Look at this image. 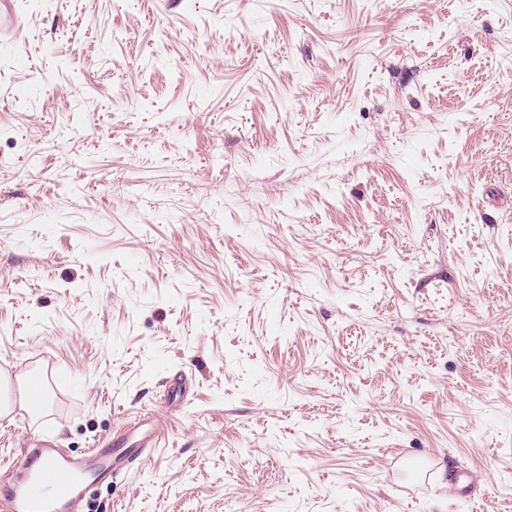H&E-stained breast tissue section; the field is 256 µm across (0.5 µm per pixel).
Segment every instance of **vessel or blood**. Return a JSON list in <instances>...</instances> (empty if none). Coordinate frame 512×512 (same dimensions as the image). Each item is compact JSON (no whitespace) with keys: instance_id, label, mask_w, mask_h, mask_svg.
I'll list each match as a JSON object with an SVG mask.
<instances>
[{"instance_id":"obj_1","label":"vessel or blood","mask_w":512,"mask_h":512,"mask_svg":"<svg viewBox=\"0 0 512 512\" xmlns=\"http://www.w3.org/2000/svg\"><path fill=\"white\" fill-rule=\"evenodd\" d=\"M136 450L117 439L108 449L95 448L87 457L60 461L56 449H29V475L17 483H5L0 497L10 503L11 512H59L61 507L85 501V486L80 480L83 471L93 467L102 478H111L123 471L124 460L135 456Z\"/></svg>"}]
</instances>
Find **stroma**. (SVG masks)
<instances>
[{
	"label": "stroma",
	"instance_id": "obj_1",
	"mask_svg": "<svg viewBox=\"0 0 512 512\" xmlns=\"http://www.w3.org/2000/svg\"><path fill=\"white\" fill-rule=\"evenodd\" d=\"M14 2L0 482L139 417L95 512H512V0Z\"/></svg>",
	"mask_w": 512,
	"mask_h": 512
}]
</instances>
